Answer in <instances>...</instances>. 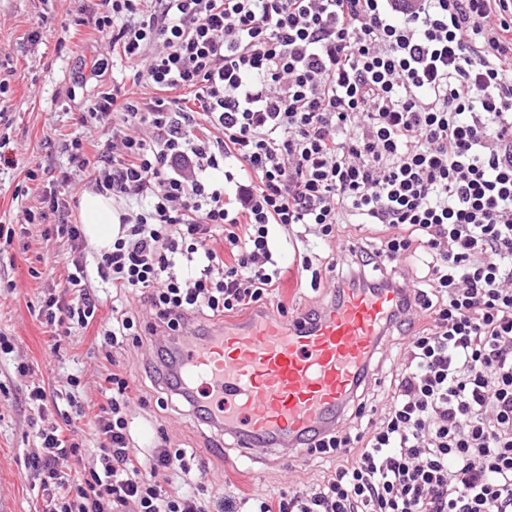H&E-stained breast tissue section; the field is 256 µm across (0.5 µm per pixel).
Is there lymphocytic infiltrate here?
<instances>
[{
  "label": "lymphocytic infiltrate",
  "instance_id": "1",
  "mask_svg": "<svg viewBox=\"0 0 512 512\" xmlns=\"http://www.w3.org/2000/svg\"><path fill=\"white\" fill-rule=\"evenodd\" d=\"M88 21L156 94L89 100L97 162L72 139L25 215L57 216L75 253L38 309L53 336L96 323V280L114 290L105 348L253 307L288 315L275 290L291 246L312 291L404 299L387 390L361 386L311 445L333 471L276 496L214 500L195 452L164 434L136 449L123 374L92 415L78 376L61 399L29 384L40 410L67 402L26 460L46 512H512V0H98ZM88 186L126 204L92 268L69 219ZM316 242L351 251L340 263ZM91 436L96 463L70 482Z\"/></svg>",
  "mask_w": 512,
  "mask_h": 512
}]
</instances>
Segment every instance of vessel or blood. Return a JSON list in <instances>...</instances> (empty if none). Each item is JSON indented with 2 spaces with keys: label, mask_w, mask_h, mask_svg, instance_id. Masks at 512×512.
<instances>
[{
  "label": "vessel or blood",
  "mask_w": 512,
  "mask_h": 512,
  "mask_svg": "<svg viewBox=\"0 0 512 512\" xmlns=\"http://www.w3.org/2000/svg\"><path fill=\"white\" fill-rule=\"evenodd\" d=\"M400 299L394 288H349L312 323L263 315L203 340L190 332L162 372L240 448L292 454L336 428Z\"/></svg>",
  "instance_id": "b4317fda"
}]
</instances>
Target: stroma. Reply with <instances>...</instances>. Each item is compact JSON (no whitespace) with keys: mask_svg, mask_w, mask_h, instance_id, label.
Segmentation results:
<instances>
[{"mask_svg":"<svg viewBox=\"0 0 512 512\" xmlns=\"http://www.w3.org/2000/svg\"><path fill=\"white\" fill-rule=\"evenodd\" d=\"M92 0H0V145L12 155L11 168L0 167V333L13 338L15 349L0 354V512H43L35 478L24 462L36 448L33 422L40 415L24 400L28 381L54 391L71 373L81 376L82 396L100 402L99 382L107 361L94 329L63 339L58 354L50 352V334L36 318L44 289L64 283L72 251L64 239L49 235L47 220L38 218L26 232L16 226L24 210H39L43 181L65 163L62 145L70 137L86 140L95 157L97 130L82 126L80 108L93 95L121 82L138 98L155 89L136 78L135 64L112 62V45L88 21ZM97 67V78L82 73ZM150 346L128 349L118 361L136 387L131 404L135 438L150 442L165 430L172 447L193 449L208 465V488L225 495L279 493L316 482L332 461L299 459L261 450L256 460L236 448H214L205 428L177 404L160 409L163 392L146 368ZM34 366L31 379L17 373L18 364Z\"/></svg>","mask_w":512,"mask_h":512,"instance_id":"obj_1","label":"stroma"}]
</instances>
